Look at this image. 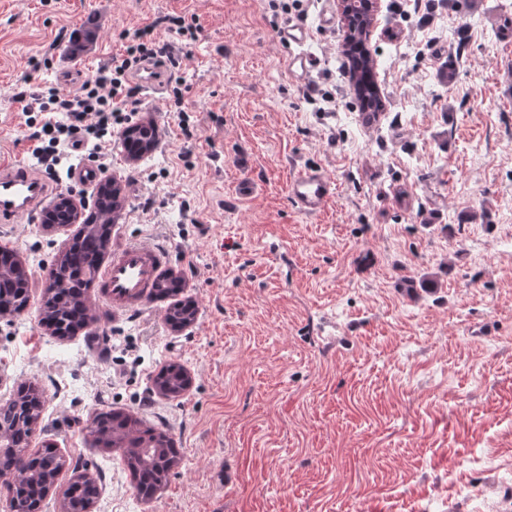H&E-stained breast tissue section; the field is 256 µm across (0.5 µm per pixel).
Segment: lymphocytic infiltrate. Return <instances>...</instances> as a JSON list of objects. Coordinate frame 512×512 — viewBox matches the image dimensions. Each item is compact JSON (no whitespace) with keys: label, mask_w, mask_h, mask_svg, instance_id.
I'll use <instances>...</instances> for the list:
<instances>
[{"label":"lymphocytic infiltrate","mask_w":512,"mask_h":512,"mask_svg":"<svg viewBox=\"0 0 512 512\" xmlns=\"http://www.w3.org/2000/svg\"><path fill=\"white\" fill-rule=\"evenodd\" d=\"M160 52V47L139 32L127 46L125 57L104 66L94 81L67 92L47 86L31 94L23 112L38 142L36 154L41 162L57 165L58 147L63 142L79 139L95 145L110 136L113 124L124 123L123 108L134 96L133 88L125 82L126 72Z\"/></svg>","instance_id":"f902f5d3"}]
</instances>
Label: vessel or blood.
I'll return each mask as SVG.
<instances>
[{
  "instance_id": "vessel-or-blood-1",
  "label": "vessel or blood",
  "mask_w": 512,
  "mask_h": 512,
  "mask_svg": "<svg viewBox=\"0 0 512 512\" xmlns=\"http://www.w3.org/2000/svg\"><path fill=\"white\" fill-rule=\"evenodd\" d=\"M312 28L301 19L284 24L277 33L280 41L303 44ZM134 79L142 87L159 86L164 69L154 59L140 61ZM336 183L319 167L300 170L288 183V198L302 214H321L336 196ZM61 186L40 168L26 163L0 161V224H13L21 217L37 218ZM167 250L145 243H130L114 250L93 274L97 297L108 307L132 311L154 293Z\"/></svg>"
}]
</instances>
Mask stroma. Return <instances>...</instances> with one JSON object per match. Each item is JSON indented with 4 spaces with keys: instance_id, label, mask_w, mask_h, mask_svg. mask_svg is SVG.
Segmentation results:
<instances>
[{
    "instance_id": "obj_1",
    "label": "stroma",
    "mask_w": 512,
    "mask_h": 512,
    "mask_svg": "<svg viewBox=\"0 0 512 512\" xmlns=\"http://www.w3.org/2000/svg\"><path fill=\"white\" fill-rule=\"evenodd\" d=\"M374 2L371 124L340 67V0H0L8 160H35L17 93L71 89L141 30L170 47L131 115L158 146L131 158L118 128L85 162L121 190L110 247H164L196 308L176 329L168 300L95 298L96 323L59 338L42 269L77 225L0 224L32 273L26 308L0 315V403L36 384L31 447L65 461L42 512L83 474L90 512H512V0ZM294 18L314 25L306 91L277 37ZM307 166L337 184L317 216L288 200ZM171 363L191 380L175 398L153 384ZM112 409L174 441L151 501L122 450L87 437Z\"/></svg>"
}]
</instances>
